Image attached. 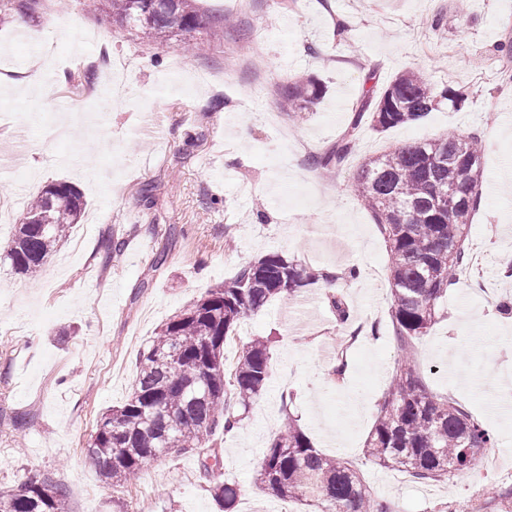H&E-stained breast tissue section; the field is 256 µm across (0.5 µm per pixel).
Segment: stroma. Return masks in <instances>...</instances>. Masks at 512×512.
Listing matches in <instances>:
<instances>
[{"label":"stroma","mask_w":512,"mask_h":512,"mask_svg":"<svg viewBox=\"0 0 512 512\" xmlns=\"http://www.w3.org/2000/svg\"><path fill=\"white\" fill-rule=\"evenodd\" d=\"M204 17L232 15L221 40L207 27L160 43L140 39L85 0H44L39 16L0 21V75L39 82V93H0V202L23 216L53 182L80 190L86 207L33 279L0 258V486L50 478L69 512H220L211 480L234 484V512H312L264 493L258 462L287 416L314 445L351 460L373 496L393 512H512V97L503 72L512 56V0H196ZM452 15L447 29L436 15ZM99 34L83 43L82 33ZM129 62L126 93L102 88L108 59ZM421 71L435 88L463 91L457 106L385 132L364 126L346 166L309 163L344 131L368 73L385 87ZM326 88L313 108L280 95L287 77ZM159 132H137V116ZM250 138L241 141L237 126ZM478 134L482 194L469 237L485 260L484 286L451 288L412 360L432 394L475 410L495 426L492 470L417 484L367 461L371 432L401 359L390 320L389 251L360 204L353 174L390 147ZM340 225V234L331 226ZM120 251H108L112 240ZM337 277L281 295L238 324L224 347L269 340L270 373L235 432L217 434L223 466L205 478L197 456L148 463L134 484L102 479L85 449L103 412L132 391L138 356L156 329L208 287L268 253ZM163 263H156L157 255ZM359 275H346L349 267ZM344 295L366 323L345 345L329 298ZM377 333H370V326ZM343 376H335L338 360Z\"/></svg>","instance_id":"obj_1"}]
</instances>
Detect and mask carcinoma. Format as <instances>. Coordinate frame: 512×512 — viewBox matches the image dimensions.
I'll return each instance as SVG.
<instances>
[{"mask_svg":"<svg viewBox=\"0 0 512 512\" xmlns=\"http://www.w3.org/2000/svg\"><path fill=\"white\" fill-rule=\"evenodd\" d=\"M44 0H0V17L39 13ZM195 0H163L153 10L147 0H96L112 19L142 38L160 42L200 25ZM288 104L307 109L322 98L323 87L310 77H291L280 88ZM458 103V94L436 91L414 70L396 75L377 97L368 91L352 110L341 136L311 155L313 166L338 171L353 154L366 124L379 131L416 122L440 102ZM482 142L477 135L448 137L396 147L372 157L353 176L358 197L378 225L390 252V317L401 349L426 335L436 321L437 301L460 283L469 260L466 244L482 190ZM458 198L448 202V189ZM84 201L76 187L51 183L16 225L5 258L11 271L32 279L79 222ZM323 277L319 269L278 252L241 266L237 274L205 291L165 322L139 354L135 385L126 401L104 413L86 455L100 475L117 484L135 481L143 467L166 449L203 457L207 476L221 468L213 436L228 433L259 395L269 375L267 341L242 344L235 364L226 366L224 345L248 313L283 293ZM341 326L351 323L350 308L330 297ZM490 434L465 406L430 393L406 356L398 363L365 456L400 470L418 482H443L454 473L475 470ZM263 489L279 499L303 498L319 512H392L376 499L353 465L314 446L289 420L259 463ZM223 512H232L237 489L213 483ZM8 512H68L66 491L48 479L19 480L0 488Z\"/></svg>","mask_w":512,"mask_h":512,"instance_id":"obj_1","label":"carcinoma"}]
</instances>
